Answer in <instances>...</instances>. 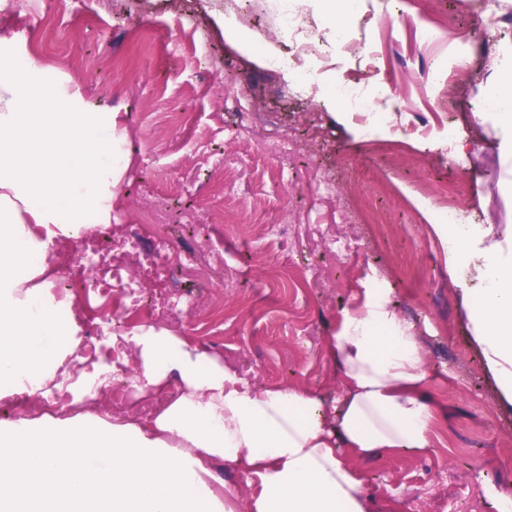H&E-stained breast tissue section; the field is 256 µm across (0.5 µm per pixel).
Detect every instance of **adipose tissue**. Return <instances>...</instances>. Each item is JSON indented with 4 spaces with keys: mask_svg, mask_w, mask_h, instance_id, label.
Returning a JSON list of instances; mask_svg holds the SVG:
<instances>
[{
    "mask_svg": "<svg viewBox=\"0 0 512 512\" xmlns=\"http://www.w3.org/2000/svg\"><path fill=\"white\" fill-rule=\"evenodd\" d=\"M493 100L512 158V80ZM132 153L127 117L92 109L81 85L0 36V404L67 393L55 412L0 419V512H374L352 459L426 453L443 405L412 324L372 289L346 311L327 354L341 382L328 405L300 386L261 389L222 356L160 324L107 345L133 363L135 398L172 391L147 421L103 413L111 366L89 355L76 303L59 292L58 245L115 223ZM461 284L472 339L512 406V225L437 224ZM245 475L241 502L214 463Z\"/></svg>",
    "mask_w": 512,
    "mask_h": 512,
    "instance_id": "obj_1",
    "label": "adipose tissue"
}]
</instances>
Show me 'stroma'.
<instances>
[{"instance_id": "35a3bbf8", "label": "stroma", "mask_w": 512, "mask_h": 512, "mask_svg": "<svg viewBox=\"0 0 512 512\" xmlns=\"http://www.w3.org/2000/svg\"><path fill=\"white\" fill-rule=\"evenodd\" d=\"M11 2L0 7V33H16L21 48L81 84L92 106L128 115L133 164L121 223H143L161 194L175 245L209 237L223 250L224 269L177 277L181 332L197 341L223 334L233 364L257 385L331 398L328 336L367 289H389L419 331L446 415L434 451L356 461L364 489L381 512H497L499 494L512 493V409L503 408L471 339L432 231L435 213L419 199L422 188L437 194L453 185L471 223L512 225V165L496 147L494 124L474 118L489 57L512 48V0H490L485 11L459 0H366L357 15L339 0H311L306 13L321 33L345 24L363 44L336 54L310 81L294 70L268 73L266 54L283 45L269 39L263 13L249 14L239 37L225 35L222 0ZM424 27L436 44L421 41ZM200 39L215 65L194 55ZM470 45V67H456ZM439 69L450 77L442 106L425 80ZM343 74L381 89L374 108L391 121L374 142L330 92ZM248 111L280 135L316 139L315 151L278 169L260 141L232 136ZM452 127L469 134L465 156L448 140ZM284 219L299 224L300 241L247 230ZM345 237L356 249L347 262L335 245ZM219 293L220 323L198 305Z\"/></svg>"}]
</instances>
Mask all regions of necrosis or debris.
<instances>
[{
    "instance_id": "necrosis-or-debris-1",
    "label": "necrosis or debris",
    "mask_w": 512,
    "mask_h": 512,
    "mask_svg": "<svg viewBox=\"0 0 512 512\" xmlns=\"http://www.w3.org/2000/svg\"><path fill=\"white\" fill-rule=\"evenodd\" d=\"M262 9L274 22L277 39L287 41L288 50L266 58L267 67L281 71L291 67L307 70L327 65L333 51L351 52L359 43L355 33L347 28H336L332 45H325L319 30L310 28L297 0H266ZM337 101L358 115L366 130H374L389 120L386 112L371 108L372 92L362 81L345 76L337 77L332 85ZM149 233L156 241L159 256L142 268L151 282L150 292H142L129 274L132 255L138 246L139 233ZM108 245L99 247L91 257L90 278L77 277L62 281L61 288L74 298L84 318V331L89 343L99 342L103 327V314L118 307L123 311L147 313L149 316L169 320L177 297L174 288L175 273L188 274L196 270L198 256H206L209 265L224 264L223 252L201 243L178 251L170 250L162 224L155 216H148L146 224L129 227L114 224L108 229ZM168 394L136 402L129 401L124 387L112 386L105 394L104 405L108 413L146 419L154 415L168 401Z\"/></svg>"
}]
</instances>
